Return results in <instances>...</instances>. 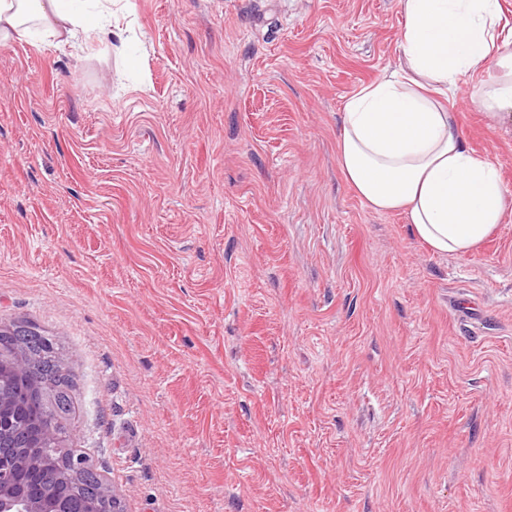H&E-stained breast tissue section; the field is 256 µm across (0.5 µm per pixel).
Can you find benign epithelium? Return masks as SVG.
Here are the masks:
<instances>
[{
  "label": "benign epithelium",
  "mask_w": 512,
  "mask_h": 512,
  "mask_svg": "<svg viewBox=\"0 0 512 512\" xmlns=\"http://www.w3.org/2000/svg\"><path fill=\"white\" fill-rule=\"evenodd\" d=\"M29 372L28 359L17 354L6 363L0 364V374L10 373L24 376ZM17 405L14 399L0 391V438L13 433ZM39 428L41 448L0 447V512H69V505L50 497L56 485L66 486L72 495L84 503L98 500L102 507L91 512H123L120 499L112 493L102 476L98 475L93 460L60 445L59 436L52 429ZM40 477L44 494L30 498L21 496L16 485L24 476Z\"/></svg>",
  "instance_id": "benign-epithelium-1"
}]
</instances>
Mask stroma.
I'll return each instance as SVG.
<instances>
[{"mask_svg": "<svg viewBox=\"0 0 512 512\" xmlns=\"http://www.w3.org/2000/svg\"><path fill=\"white\" fill-rule=\"evenodd\" d=\"M122 48L0 44V325L124 512H512V112L448 93L507 209L440 256L336 160L399 0H116ZM21 326L5 327L6 331L13 330L12 335L0 334V350L10 352L19 350L27 353L33 363V376L24 378L15 386V393L20 402L21 416L26 421L38 420L45 427L62 429L58 417L66 406V396L62 388L65 386V377L57 349L53 348V340L43 336V349L26 334H20ZM48 391H55L54 401L47 398ZM37 392H40V396Z\"/></svg>", "mask_w": 512, "mask_h": 512, "instance_id": "stroma-1", "label": "stroma"}]
</instances>
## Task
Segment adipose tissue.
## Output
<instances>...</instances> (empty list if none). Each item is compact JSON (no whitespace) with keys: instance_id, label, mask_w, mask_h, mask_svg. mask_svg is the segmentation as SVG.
<instances>
[{"instance_id":"1","label":"adipose tissue","mask_w":512,"mask_h":512,"mask_svg":"<svg viewBox=\"0 0 512 512\" xmlns=\"http://www.w3.org/2000/svg\"><path fill=\"white\" fill-rule=\"evenodd\" d=\"M86 2L0 0V44L110 41L111 9L92 13ZM400 7V65L346 99L338 164L371 210L402 212L434 254L472 251L501 224L505 192L497 169L467 148L448 90L492 58L503 75L481 83L475 102L494 116L512 111V29L499 0H400Z\"/></svg>"}]
</instances>
